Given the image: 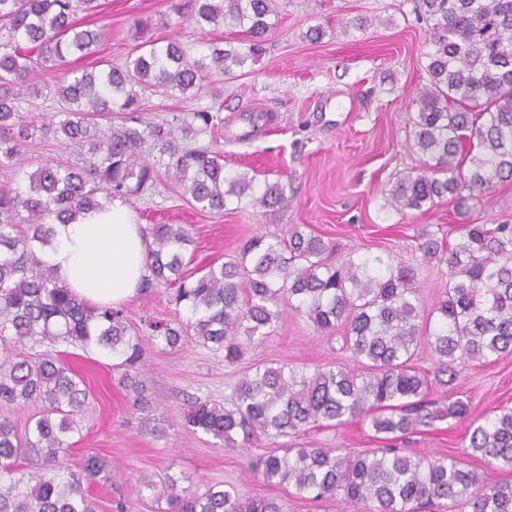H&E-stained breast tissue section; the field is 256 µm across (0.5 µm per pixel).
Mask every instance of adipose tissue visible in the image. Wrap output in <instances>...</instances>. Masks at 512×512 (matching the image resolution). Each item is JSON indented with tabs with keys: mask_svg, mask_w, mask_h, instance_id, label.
Returning a JSON list of instances; mask_svg holds the SVG:
<instances>
[{
	"mask_svg": "<svg viewBox=\"0 0 512 512\" xmlns=\"http://www.w3.org/2000/svg\"><path fill=\"white\" fill-rule=\"evenodd\" d=\"M55 231L42 258L79 298L116 306L138 292L147 273L146 242L142 225L121 200L56 225Z\"/></svg>",
	"mask_w": 512,
	"mask_h": 512,
	"instance_id": "ef3b65f1",
	"label": "adipose tissue"
}]
</instances>
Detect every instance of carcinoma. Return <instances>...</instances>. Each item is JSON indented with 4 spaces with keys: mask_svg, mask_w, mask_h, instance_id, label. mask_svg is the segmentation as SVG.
<instances>
[{
    "mask_svg": "<svg viewBox=\"0 0 512 512\" xmlns=\"http://www.w3.org/2000/svg\"><path fill=\"white\" fill-rule=\"evenodd\" d=\"M98 7V0H0V169L18 164L37 138L51 137L80 156L76 164L45 163L26 174L23 188L0 183V402L42 407L22 436L0 421V512H96L87 484L111 478L100 457L74 469L62 461L89 392L57 347L97 348L119 359L124 387L142 400L140 331L122 311L77 297L39 258L54 224L103 200L136 195L162 172L203 210L245 203L276 211L290 203L281 182L258 186L247 173L226 168L221 150L184 148L171 128L138 116L145 89L200 91L204 81L258 62L278 23L276 0H170L179 22L199 34L224 25L241 28L244 38L205 42V54L176 40H147L122 67L66 71L55 89L54 116L61 120L24 115L21 96L42 95L39 72L97 54L104 31L78 29L75 16L95 15ZM416 10L431 38L424 53L429 83L416 92L411 134L433 165L397 177L388 204L398 213L421 212L450 198L460 211L512 176V0H418ZM116 112L125 113L118 126ZM149 139L158 149L152 163L141 153ZM144 232L143 287H175L170 302L188 313L169 323L143 321L163 347L192 340L233 363L275 331L286 299L317 332L343 329L359 366L324 364L307 372L258 364L239 381L231 406L194 401L184 425L226 449L350 419L368 422L389 441L437 420H463L469 402L441 407L430 397L432 386L453 384L462 363L492 364L512 354L511 224H468L448 246L427 235L423 259L445 263L448 288L424 313L414 269L398 256L342 259L336 245L298 225L283 235L257 233L196 276L185 271L192 242L186 227L153 224ZM423 340L436 356L431 375L412 364ZM29 344L48 350L32 359L24 352ZM469 431L471 455L512 470V409L472 421ZM248 470L330 502L336 512H435L445 501L468 512H512V483H488L451 454L412 455L393 446L369 457L305 445L251 458ZM165 500L164 512H284L276 497L250 496L221 482L173 489Z\"/></svg>",
    "mask_w": 512,
    "mask_h": 512,
    "instance_id": "carcinoma-1",
    "label": "carcinoma"
}]
</instances>
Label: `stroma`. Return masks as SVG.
I'll list each match as a JSON object with an SVG mask.
<instances>
[{
    "instance_id": "1",
    "label": "stroma",
    "mask_w": 512,
    "mask_h": 512,
    "mask_svg": "<svg viewBox=\"0 0 512 512\" xmlns=\"http://www.w3.org/2000/svg\"><path fill=\"white\" fill-rule=\"evenodd\" d=\"M277 3L280 20L259 62L199 92H144L141 104L143 119L159 124L176 115L218 110L219 127L193 134L191 146L223 150L228 168L255 176L257 182L287 185L291 204L273 212L248 206L203 211L162 175L141 195L126 198V205L139 224L188 227V271L222 262L241 239L255 233H282L305 225L335 243L340 256L386 251L412 264L421 302L431 308L448 280L447 267L423 261L421 243L430 234L454 242L464 224H512V177L498 182L465 214L449 202L424 213L392 210L387 199L395 174L427 166L412 146L410 130L417 116L414 94L428 82V23L418 18L414 0ZM169 13L168 0H100L99 14L81 12L76 19L88 29L106 26L108 37L99 55L75 61V68L122 63L141 42L134 28L138 19L152 20L148 37L189 40L188 29L166 24ZM358 17L368 19V26L347 28V21ZM316 26L325 34L313 41L308 31ZM122 309L135 328L147 317H176L169 292L161 286L139 290ZM63 359L90 390L79 416V440L65 460L78 465L96 455L112 466L111 482L89 488L98 512H113L119 500L126 502L128 512H159L169 482L184 489L202 480L231 482L252 495L280 498L286 512H331V504L297 495L288 485L249 477V454L275 450L272 441L262 440L249 452L229 450L182 424L187 402L201 399L231 406L248 366L350 364L342 339L320 336L294 308L283 306L277 331L247 347L235 364L225 363L223 352L191 342L172 351L147 346L140 374L148 402L144 409L120 385L111 357L68 346ZM434 396L467 400L476 417L512 407V354L492 364L467 363L454 388L435 386ZM466 432L465 422L446 419L411 435L403 446L423 454L460 455L468 444ZM301 441L354 455L376 453L386 445L367 423L355 419L314 429ZM145 477L153 480L154 489L142 486Z\"/></svg>"
}]
</instances>
